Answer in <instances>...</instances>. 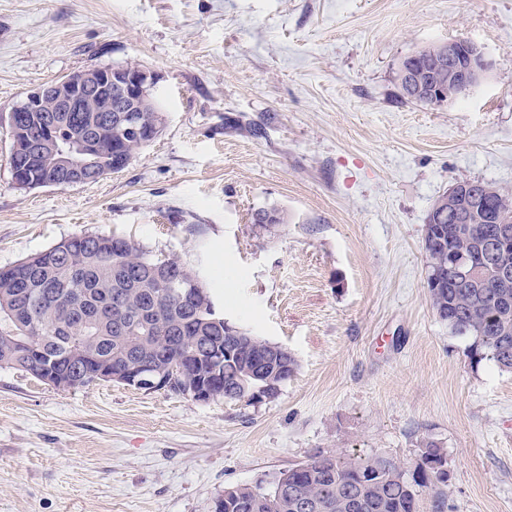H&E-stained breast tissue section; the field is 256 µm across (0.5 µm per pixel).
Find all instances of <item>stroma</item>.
<instances>
[{
    "label": "stroma",
    "mask_w": 512,
    "mask_h": 512,
    "mask_svg": "<svg viewBox=\"0 0 512 512\" xmlns=\"http://www.w3.org/2000/svg\"><path fill=\"white\" fill-rule=\"evenodd\" d=\"M457 38L485 80L402 101L400 60ZM127 62L158 76L162 135L96 182L15 185L25 93ZM462 178L512 192V0H0V268L119 234L297 361L251 403L0 368V512H214L318 452L410 471L430 442L444 512H512V373L471 360L426 288V217ZM271 207L284 223H255Z\"/></svg>",
    "instance_id": "35a3bbf8"
}]
</instances>
